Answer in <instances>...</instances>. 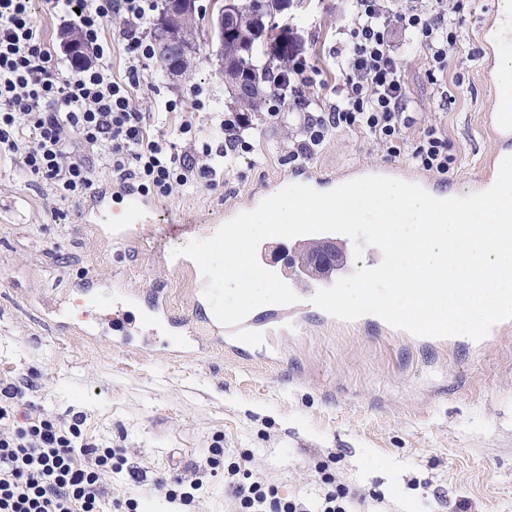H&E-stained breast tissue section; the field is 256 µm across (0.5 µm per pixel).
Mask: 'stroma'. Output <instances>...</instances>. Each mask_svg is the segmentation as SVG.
<instances>
[{
	"label": "stroma",
	"mask_w": 512,
	"mask_h": 512,
	"mask_svg": "<svg viewBox=\"0 0 512 512\" xmlns=\"http://www.w3.org/2000/svg\"><path fill=\"white\" fill-rule=\"evenodd\" d=\"M201 45L197 67L170 83L160 60L150 62L137 107L156 111L150 87L177 99L197 136L218 137L219 113L234 106L218 72L211 38V0H198ZM497 0H467L458 32L461 56L446 78L449 97L426 77V55L400 31L392 39L419 119L448 135L455 162L441 181L464 191L495 143L483 116L498 101L486 83L481 25ZM349 0H306L279 17L296 36L294 53L336 81L329 55ZM209 97L195 106L192 86ZM257 152L238 159L219 184L155 197L144 217L152 235L136 259L111 243L105 224L79 219L83 199H61L25 167L0 161V381L24 382L25 407L60 419L82 414L84 438L122 450L127 462L109 476L113 501L136 500L141 512H238L231 464L279 496L316 500L325 477L344 484L354 512H512V331L483 348L458 338L440 349L393 338L376 326L340 331L311 311L302 333L280 339L283 359L231 355L212 346L197 356L163 357L134 340L112 342L85 304L94 295L107 311L119 285L160 290L170 308L192 315L196 282L173 266L176 250L214 224L227 222L248 195L273 192L292 169L288 124L252 117ZM379 149L359 133L332 134L313 163L337 174L357 164H382ZM168 224L182 225L173 236ZM65 309L76 334L44 324V309ZM199 481L190 505L170 503L158 479Z\"/></svg>",
	"instance_id": "35a3bbf8"
}]
</instances>
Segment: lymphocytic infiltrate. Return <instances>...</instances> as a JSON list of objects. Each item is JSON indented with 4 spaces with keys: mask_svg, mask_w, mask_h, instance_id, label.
Returning <instances> with one entry per match:
<instances>
[{
    "mask_svg": "<svg viewBox=\"0 0 512 512\" xmlns=\"http://www.w3.org/2000/svg\"><path fill=\"white\" fill-rule=\"evenodd\" d=\"M74 18L92 58L61 77L51 40L38 28L31 0H0V157L23 155L32 174L61 197H81L93 185L96 162L110 165L119 185L160 196L216 185L235 161L254 152L249 113L228 112L220 142L192 139V123L176 120V100L163 113L143 112L135 97L154 58L147 35L158 0H54ZM463 0H351L345 22L329 50L338 79L327 97L315 95L319 70L295 59L286 87L266 100L279 119L284 100L296 110L290 162L302 164L338 130H355L387 158L408 155L415 168L446 174L453 162L439 126L409 131L406 83L389 32H408L424 50L431 83H438L458 50ZM125 24L109 31L114 16ZM186 140L173 151L171 140ZM21 386L0 383V512H103L105 476L121 471L116 453L87 441L82 417L64 421L19 411ZM240 512H350L344 486L315 502L280 497L261 483L234 485Z\"/></svg>",
    "mask_w": 512,
    "mask_h": 512,
    "instance_id": "1",
    "label": "lymphocytic infiltrate"
}]
</instances>
